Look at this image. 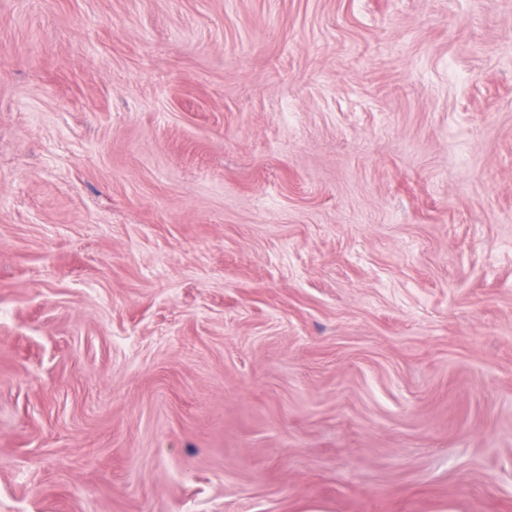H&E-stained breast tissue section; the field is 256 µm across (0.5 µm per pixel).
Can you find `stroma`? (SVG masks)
Returning a JSON list of instances; mask_svg holds the SVG:
<instances>
[{
  "mask_svg": "<svg viewBox=\"0 0 512 512\" xmlns=\"http://www.w3.org/2000/svg\"><path fill=\"white\" fill-rule=\"evenodd\" d=\"M0 512H512V0H0Z\"/></svg>",
  "mask_w": 512,
  "mask_h": 512,
  "instance_id": "35a3bbf8",
  "label": "stroma"
}]
</instances>
